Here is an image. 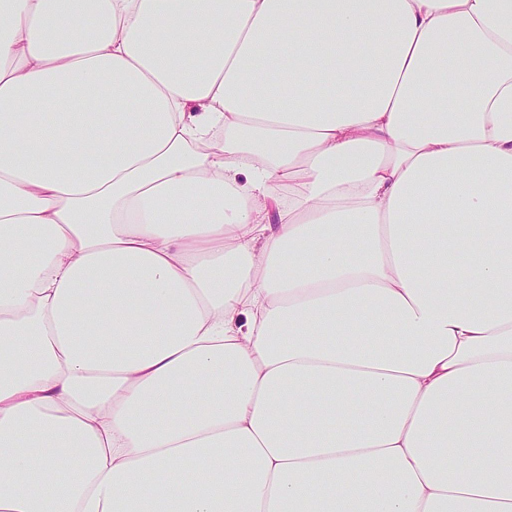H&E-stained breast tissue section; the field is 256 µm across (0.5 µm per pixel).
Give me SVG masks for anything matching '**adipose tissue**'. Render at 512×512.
I'll use <instances>...</instances> for the list:
<instances>
[{"mask_svg": "<svg viewBox=\"0 0 512 512\" xmlns=\"http://www.w3.org/2000/svg\"><path fill=\"white\" fill-rule=\"evenodd\" d=\"M0 512H512V0H0Z\"/></svg>", "mask_w": 512, "mask_h": 512, "instance_id": "adipose-tissue-1", "label": "adipose tissue"}]
</instances>
